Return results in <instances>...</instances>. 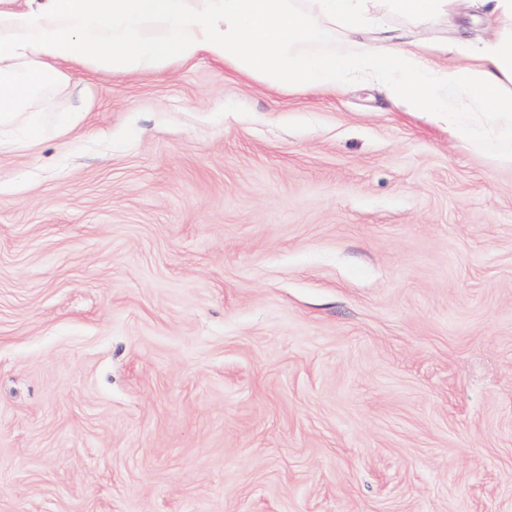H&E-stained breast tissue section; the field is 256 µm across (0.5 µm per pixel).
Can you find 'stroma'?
<instances>
[{"label": "stroma", "mask_w": 512, "mask_h": 512, "mask_svg": "<svg viewBox=\"0 0 512 512\" xmlns=\"http://www.w3.org/2000/svg\"><path fill=\"white\" fill-rule=\"evenodd\" d=\"M69 74L0 140V512H512L511 168L371 80Z\"/></svg>", "instance_id": "1"}]
</instances>
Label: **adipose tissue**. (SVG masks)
I'll return each instance as SVG.
<instances>
[{
	"instance_id": "ef3b65f1",
	"label": "adipose tissue",
	"mask_w": 512,
	"mask_h": 512,
	"mask_svg": "<svg viewBox=\"0 0 512 512\" xmlns=\"http://www.w3.org/2000/svg\"><path fill=\"white\" fill-rule=\"evenodd\" d=\"M470 0H0V138L53 135L33 105L68 83L64 64L124 74L208 55L277 90L340 89L370 77L398 107L445 126L464 146L512 168V0H482L498 26L453 45L451 64L422 40L363 33L393 15L430 23ZM342 39L344 54L316 46Z\"/></svg>"
}]
</instances>
